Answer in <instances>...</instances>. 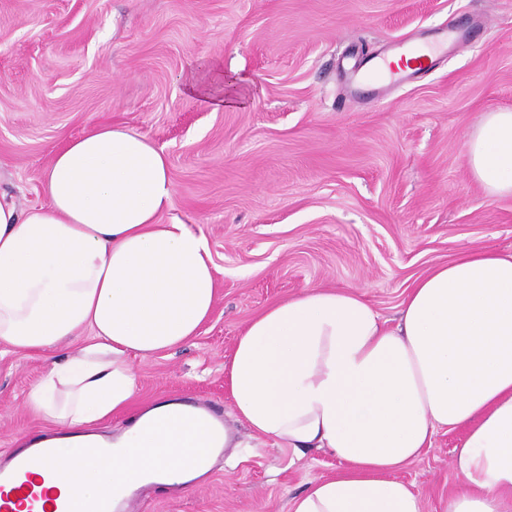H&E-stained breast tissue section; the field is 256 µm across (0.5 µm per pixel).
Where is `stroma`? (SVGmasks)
<instances>
[{
	"label": "stroma",
	"mask_w": 512,
	"mask_h": 512,
	"mask_svg": "<svg viewBox=\"0 0 512 512\" xmlns=\"http://www.w3.org/2000/svg\"><path fill=\"white\" fill-rule=\"evenodd\" d=\"M452 33L407 83L366 82L360 65L400 40ZM224 70V105L186 74ZM512 110V0H0V193L46 205L53 149L101 124L162 148L173 199L160 221L209 241L217 297L197 336L131 357L133 407L184 398L211 407L240 447L144 512H288L342 464L247 447L224 365L250 320L307 287L361 294L395 325L407 287L466 250H512V196L489 195L465 159L482 113ZM45 370L0 352V450L46 429L25 406ZM463 430H440L396 474L421 512H448ZM203 68L212 73V84L203 85L198 83L195 76L197 69H191L188 77L189 90L203 102L218 107L220 104H224V72L220 65L213 62L206 63Z\"/></svg>",
	"instance_id": "stroma-1"
}]
</instances>
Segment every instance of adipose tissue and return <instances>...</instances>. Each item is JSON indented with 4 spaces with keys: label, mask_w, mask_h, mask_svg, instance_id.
<instances>
[{
    "label": "adipose tissue",
    "mask_w": 512,
    "mask_h": 512,
    "mask_svg": "<svg viewBox=\"0 0 512 512\" xmlns=\"http://www.w3.org/2000/svg\"><path fill=\"white\" fill-rule=\"evenodd\" d=\"M466 160L488 193L512 195V111L485 113ZM46 206L0 194V345L42 356L26 399L58 427L46 438L78 470H46L82 512L149 482L208 474L234 439L203 408L167 401L106 436L138 384L128 357L196 336L217 294L206 237L160 223L172 203L162 149L121 126L59 144ZM387 326L362 296L307 288L253 318L225 363L232 415L256 445L322 449L335 476L312 480L289 512H421L392 471L440 429H464L453 468L464 489L448 512H512V252L465 251L416 279ZM73 356L58 358L72 341ZM112 449L109 457L101 449Z\"/></svg>",
    "instance_id": "ef3b65f1"
}]
</instances>
